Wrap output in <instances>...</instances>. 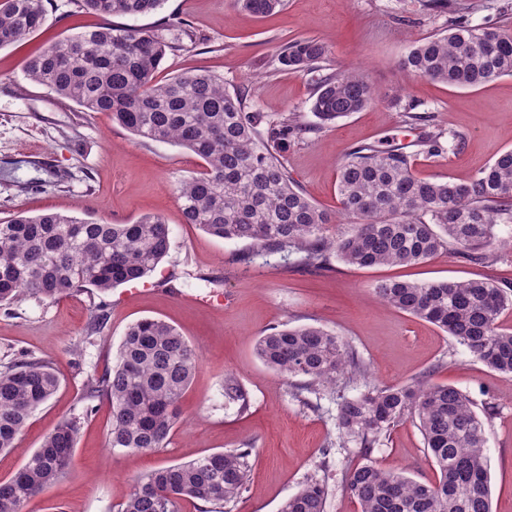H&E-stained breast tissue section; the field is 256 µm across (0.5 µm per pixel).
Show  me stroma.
Listing matches in <instances>:
<instances>
[{"instance_id": "obj_1", "label": "stroma", "mask_w": 512, "mask_h": 512, "mask_svg": "<svg viewBox=\"0 0 512 512\" xmlns=\"http://www.w3.org/2000/svg\"><path fill=\"white\" fill-rule=\"evenodd\" d=\"M46 21L22 43L0 49V219L23 210L61 212L80 219L126 224L163 216L170 250L145 277L99 294L81 292L56 303L27 297L0 308V364L22 354L52 362L60 380L54 395L30 418L17 452L0 454V480L8 479L28 451L64 418L84 421L67 479L28 503L26 512H118L134 478L211 452L251 448V476L233 512H278L308 477L332 489L327 512H360L339 486L346 469L371 458L380 467L434 480L417 426L404 422L370 456L342 448L336 414L342 398L369 385L398 384L426 376L469 395L476 411L496 408L485 422L492 512H512V377L501 375L435 325L380 304L374 287L384 280L512 281V251L491 265L448 251L411 266L351 267L331 260L317 273L279 255L254 257L248 243L213 237L184 223L176 196L179 181L201 162L179 146L139 140L110 114L88 112L29 80L25 60L44 42L124 18L88 14L75 0H45ZM133 26L172 43L158 80L204 68L227 88H250L248 109L312 121L315 77L280 70L277 54L287 40L314 37L329 50L332 68L362 72L378 101L338 119L283 153L292 178L320 207L336 211L339 161L355 147L412 145L421 129L403 120L405 105L452 129L462 148L438 157L418 155L415 172L431 180L468 181L500 153L512 149V76L474 88H455L400 71L398 60L413 42L445 34L447 15L430 14L424 0H283L276 13L233 10L229 0H165ZM102 332L87 336L97 304ZM176 326L199 350V363L180 405L166 448L112 452L107 447L111 408L99 400L84 415L80 400L87 374L110 365L126 328L145 318ZM289 324L317 325L356 351L366 375L336 391L294 396L257 356L259 336ZM236 377L251 405L238 412L224 403V378Z\"/></svg>"}]
</instances>
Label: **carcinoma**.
Here are the masks:
<instances>
[{"label": "carcinoma", "instance_id": "obj_1", "mask_svg": "<svg viewBox=\"0 0 512 512\" xmlns=\"http://www.w3.org/2000/svg\"><path fill=\"white\" fill-rule=\"evenodd\" d=\"M164 0H77L104 16H139ZM283 0H232L234 7L266 15ZM434 13L451 15L447 33L416 42L400 59L413 75L469 88L512 76V31L474 24L464 0H426ZM44 0L0 3V49L21 43L45 21ZM163 38L136 27L102 26L46 44L25 63L30 80L90 112H107L137 139L170 142L202 161V170L178 185L183 223L225 240L248 242L253 254L297 256L301 267L327 268L330 254L357 267L410 265L441 249L476 264L497 260L493 245L501 224H512V150L480 168L465 183L417 176L413 155L399 146H361L339 164L338 212L351 219L333 230L335 217L297 188L281 158L292 139H303L336 119L377 101L366 77L326 71L328 49L314 38L280 45V69L316 73L311 110L316 121L245 111L249 90L230 91L224 80L191 70L155 80L167 49ZM448 130L420 134L419 151L440 156L462 147ZM170 249L160 216L131 224L78 219L59 212L18 211L0 221V306L23 298L54 303L83 290L106 293L151 272ZM388 306L429 322L465 346L490 369L512 376V283L470 279L375 286ZM104 305L95 306L87 334L104 328ZM257 356L300 395L334 391L363 373L350 345L316 325L283 326L258 338ZM198 364L197 349L172 325L154 318L131 324L112 365L84 382V415L107 398L112 421L107 445L131 453L168 445L180 401ZM51 362L28 354L0 365V453L16 450L33 412L57 391ZM224 400L249 409L246 388L224 378ZM343 442L365 455L383 445L400 423L417 425L437 479L418 481L376 462L350 467L341 492L360 512H491L484 421L458 388L421 378L371 387L337 407ZM81 417L61 421L10 478L0 480V512H24L48 485L69 476ZM250 448L212 452L133 480L120 512H181L190 500L198 512H232L246 490ZM329 486L312 477L280 512H326Z\"/></svg>", "mask_w": 512, "mask_h": 512}]
</instances>
